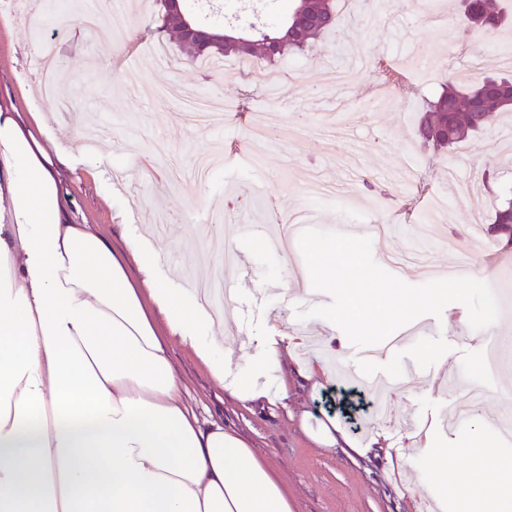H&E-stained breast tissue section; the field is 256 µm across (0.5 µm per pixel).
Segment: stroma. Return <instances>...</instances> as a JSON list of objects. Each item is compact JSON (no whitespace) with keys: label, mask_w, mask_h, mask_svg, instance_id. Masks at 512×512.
Segmentation results:
<instances>
[{"label":"stroma","mask_w":512,"mask_h":512,"mask_svg":"<svg viewBox=\"0 0 512 512\" xmlns=\"http://www.w3.org/2000/svg\"><path fill=\"white\" fill-rule=\"evenodd\" d=\"M397 2L375 20L366 7L349 5L343 28L287 56L272 97L260 81L268 69L263 61L252 60L246 74L233 57L217 72L182 58L174 36L156 30L155 0H127L122 16L97 6L109 29L102 37L84 20L60 25L50 14L28 16L15 0H0V106L28 113L33 129L52 131L66 160L59 171L74 223L98 225L118 249L123 231L154 237L153 225H170L154 245L176 279L205 272L199 226L223 227L243 262L224 269L237 288V313L214 333L261 337L276 328L297 335L278 373L286 398L253 404L224 388L188 347L171 344L195 415L232 426L287 486L293 512H420L437 491L420 481L429 462L417 446L431 439L443 448L440 462L449 472L468 470L460 451L467 423L443 425L466 396L455 381L460 370L476 372L493 343L512 337V244L490 230L512 189V142L503 136L512 131V112L444 151L416 138L418 111L442 84L512 73L490 46L492 38L512 37V27L492 37L464 30L456 0ZM159 41L171 61L165 69L152 64ZM50 42L62 47L65 107L41 95L33 64ZM420 45L432 55L430 68L409 59ZM357 56L368 64L346 89L323 84L324 66L342 67ZM383 86L392 107L370 110ZM95 128L118 149L85 150ZM304 210L325 231L356 235L367 224L392 225V234L373 238L372 255L381 264L412 248L423 252L424 261L408 268L411 285L452 277L459 248L468 245L476 272L496 282V323L474 330L467 308L451 303L439 318L419 317L416 341L370 362L330 321L297 320L310 277L300 249L285 252L278 243L285 218ZM407 360L418 366V378L393 390L386 415L373 407V385L347 375L354 368L396 374ZM332 386L363 394L361 431L322 407ZM325 427L347 446L317 441ZM381 436L383 448L374 444Z\"/></svg>","instance_id":"obj_1"}]
</instances>
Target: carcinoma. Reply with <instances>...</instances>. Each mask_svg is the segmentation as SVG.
<instances>
[{
  "mask_svg": "<svg viewBox=\"0 0 512 512\" xmlns=\"http://www.w3.org/2000/svg\"><path fill=\"white\" fill-rule=\"evenodd\" d=\"M188 21L211 36L205 52L178 42L180 53L189 61L201 64L233 56L241 61L255 58L274 65L294 51L312 48L324 34L342 25L337 0H289L278 27L259 39L247 38L234 31L221 30L193 17L181 6ZM463 20L469 29L492 32L504 16L489 0H470L463 5ZM512 108V79L484 78L466 88L446 85L430 101L417 124L421 143L442 150L465 141L492 122L497 112ZM493 224L497 231L512 238V199L495 210Z\"/></svg>",
  "mask_w": 512,
  "mask_h": 512,
  "instance_id": "carcinoma-1",
  "label": "carcinoma"
}]
</instances>
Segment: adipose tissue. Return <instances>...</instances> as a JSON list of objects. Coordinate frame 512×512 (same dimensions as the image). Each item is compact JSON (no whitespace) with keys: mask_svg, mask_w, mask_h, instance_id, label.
<instances>
[{"mask_svg":"<svg viewBox=\"0 0 512 512\" xmlns=\"http://www.w3.org/2000/svg\"><path fill=\"white\" fill-rule=\"evenodd\" d=\"M65 199L25 113L0 108V512H291L250 445L184 404L170 350L179 340L255 401L279 330L248 359L226 354L196 289L162 280L159 250L131 233L114 248ZM470 423L468 472L449 474L427 440L422 480L457 512H512V460Z\"/></svg>","mask_w":512,"mask_h":512,"instance_id":"adipose-tissue-1","label":"adipose tissue"}]
</instances>
